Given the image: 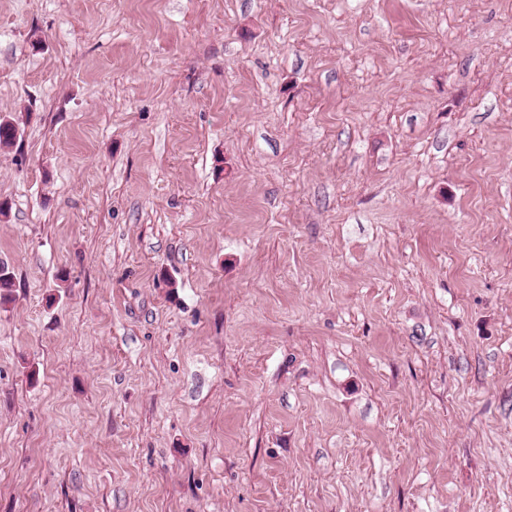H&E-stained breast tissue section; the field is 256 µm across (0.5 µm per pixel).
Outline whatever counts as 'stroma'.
Instances as JSON below:
<instances>
[{
	"mask_svg": "<svg viewBox=\"0 0 512 512\" xmlns=\"http://www.w3.org/2000/svg\"><path fill=\"white\" fill-rule=\"evenodd\" d=\"M1 117L0 512H512V0H0Z\"/></svg>",
	"mask_w": 512,
	"mask_h": 512,
	"instance_id": "1",
	"label": "stroma"
}]
</instances>
